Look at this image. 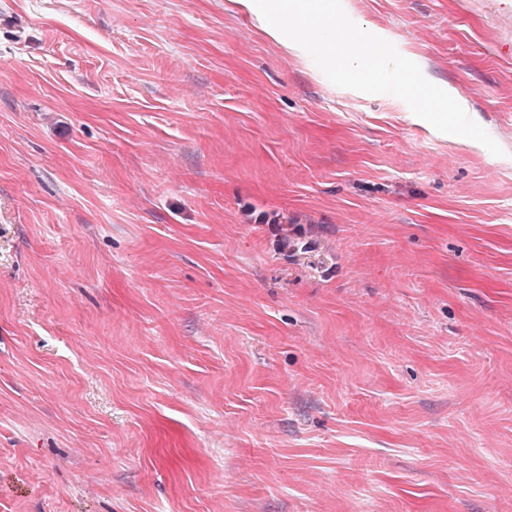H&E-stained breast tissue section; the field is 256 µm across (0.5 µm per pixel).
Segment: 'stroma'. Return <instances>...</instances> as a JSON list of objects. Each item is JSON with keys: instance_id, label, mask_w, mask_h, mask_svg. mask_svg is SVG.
Returning a JSON list of instances; mask_svg holds the SVG:
<instances>
[{"instance_id": "1", "label": "stroma", "mask_w": 512, "mask_h": 512, "mask_svg": "<svg viewBox=\"0 0 512 512\" xmlns=\"http://www.w3.org/2000/svg\"><path fill=\"white\" fill-rule=\"evenodd\" d=\"M332 5L0 0V512H512V37ZM330 0H233L254 15L261 25L263 33L280 44L288 53L293 55L303 54L308 49V44L303 31L298 30L293 35H288V18L292 11L303 10L308 12L310 20L321 18L328 10L327 2ZM281 16L282 22L272 21V17ZM283 19H287L284 21ZM289 20V22H290Z\"/></svg>"}]
</instances>
